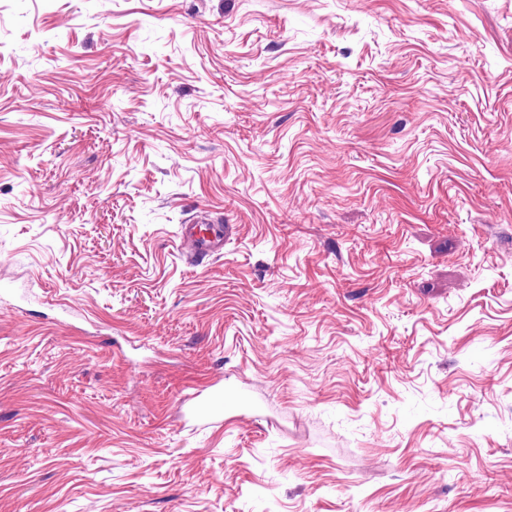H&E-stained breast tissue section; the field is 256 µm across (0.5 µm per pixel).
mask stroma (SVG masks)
Listing matches in <instances>:
<instances>
[{
  "label": "stroma",
  "mask_w": 512,
  "mask_h": 512,
  "mask_svg": "<svg viewBox=\"0 0 512 512\" xmlns=\"http://www.w3.org/2000/svg\"><path fill=\"white\" fill-rule=\"evenodd\" d=\"M0 512H512V0H0ZM200 224H214L207 219L192 220L184 224L181 234V245L186 250V259L194 263L199 259L219 253L224 248V240L219 237L213 225L202 228ZM192 398H196L194 404L196 413L208 417L221 416L226 408L242 406L246 403L242 397L226 393L221 388L206 395L194 393Z\"/></svg>",
  "instance_id": "stroma-1"
}]
</instances>
